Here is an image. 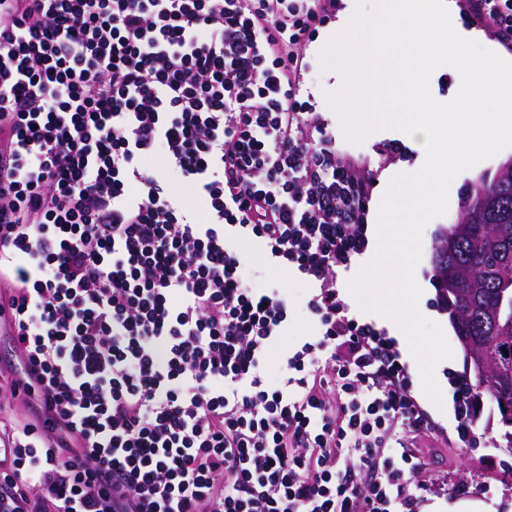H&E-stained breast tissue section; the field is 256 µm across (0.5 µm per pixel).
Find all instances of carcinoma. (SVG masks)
I'll list each match as a JSON object with an SVG mask.
<instances>
[{
    "label": "carcinoma",
    "mask_w": 512,
    "mask_h": 512,
    "mask_svg": "<svg viewBox=\"0 0 512 512\" xmlns=\"http://www.w3.org/2000/svg\"><path fill=\"white\" fill-rule=\"evenodd\" d=\"M481 186L475 184L466 192L459 221L449 227L458 234L455 254L449 258L452 277L461 287L449 295L438 294L437 303L446 311L454 309L458 321L453 326L458 340L489 355L501 348L508 351L511 366L497 373L494 385L485 387L474 381L479 396H485L497 408L502 437L512 445V340L499 341L498 329L488 313L500 309L501 320L512 322V281L504 282L495 262L498 243H507L512 255V175H495L486 183V192L495 203L491 207L479 204Z\"/></svg>",
    "instance_id": "1"
}]
</instances>
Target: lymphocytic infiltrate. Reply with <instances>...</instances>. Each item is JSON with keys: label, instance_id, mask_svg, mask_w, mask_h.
Returning a JSON list of instances; mask_svg holds the SVG:
<instances>
[{"label": "lymphocytic infiltrate", "instance_id": "obj_1", "mask_svg": "<svg viewBox=\"0 0 512 512\" xmlns=\"http://www.w3.org/2000/svg\"><path fill=\"white\" fill-rule=\"evenodd\" d=\"M512 45V0H465ZM337 0H0V512H412L432 430L336 284L371 178L303 98ZM192 200H185L184 190ZM311 290L317 332L244 239ZM241 248L251 254L247 276L257 287L272 283L288 289V298L292 305L291 319L288 330L282 337L279 350L270 355L267 366L270 380L275 381L281 372L282 352L293 348L305 338L315 334V323L307 310L310 290L302 281L289 277L287 271L270 266L262 251L253 243L242 241Z\"/></svg>", "mask_w": 512, "mask_h": 512}]
</instances>
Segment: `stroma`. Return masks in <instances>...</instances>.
Wrapping results in <instances>:
<instances>
[{"instance_id":"stroma-1","label":"stroma","mask_w":512,"mask_h":512,"mask_svg":"<svg viewBox=\"0 0 512 512\" xmlns=\"http://www.w3.org/2000/svg\"><path fill=\"white\" fill-rule=\"evenodd\" d=\"M335 32V23H328L320 29L317 39L307 45L309 68L304 93L313 110L322 113L329 132L336 140L337 149L373 179V198L378 201L393 177L417 170L424 149L419 140L393 129L370 133L359 144L347 139L339 117L328 101L329 95L338 92L342 84L331 71L321 68V52ZM389 140L403 141L408 148L407 154H381L382 145ZM511 158L512 147H508L485 160L481 167L462 172L451 184L447 212L430 220L423 229L421 259L415 269V278L423 290L419 309L441 325L452 347L454 361L450 364L440 363L436 369L442 389L441 402L431 400L422 387L414 389L436 430L435 436H423L416 441L420 453L427 460V468L419 477L423 489L414 504V512H432L433 505L451 500H475L488 505L491 512H512V448H507L499 431L493 427L498 420L495 406L486 400L481 402L479 415L472 425L475 441L464 443L457 436L458 421L448 379L464 372V352L447 314L436 304L431 271L435 236L441 228L457 221L465 189L480 177L493 176L500 164ZM241 247L251 256L248 278L259 287L272 283L287 288L292 305L291 319L280 348L270 355L268 361V376L274 380L281 372L283 350L296 346L315 332V324L307 310L310 291L305 283L289 277L287 271L270 266L262 251L253 243L245 241Z\"/></svg>"}]
</instances>
